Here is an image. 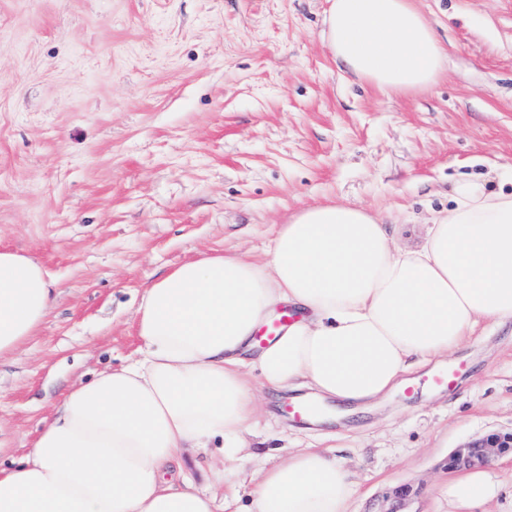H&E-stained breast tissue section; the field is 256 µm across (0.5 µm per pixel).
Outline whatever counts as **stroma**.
Segmentation results:
<instances>
[{"instance_id": "35a3bbf8", "label": "stroma", "mask_w": 512, "mask_h": 512, "mask_svg": "<svg viewBox=\"0 0 512 512\" xmlns=\"http://www.w3.org/2000/svg\"><path fill=\"white\" fill-rule=\"evenodd\" d=\"M448 51L426 90L341 76L329 0H0V248L58 290L46 322L0 359V464L54 403L140 346L144 289L192 258H265L279 225L327 201L418 233L450 184L512 191V0H414ZM444 366L452 392L395 390L368 408L289 423L262 396L257 435L228 463L247 492L269 454L334 447L350 512H449L451 452L512 429V325L481 324ZM475 512H512V459Z\"/></svg>"}]
</instances>
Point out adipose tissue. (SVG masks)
Masks as SVG:
<instances>
[{"label": "adipose tissue", "mask_w": 512, "mask_h": 512, "mask_svg": "<svg viewBox=\"0 0 512 512\" xmlns=\"http://www.w3.org/2000/svg\"><path fill=\"white\" fill-rule=\"evenodd\" d=\"M324 34L338 68L386 93L433 85L448 53L413 0H331ZM397 244L372 211L315 204L280 225L265 259L240 252L177 266L145 289L143 341L127 364L74 387L26 455L0 466V512H217V496L181 474L197 448L247 447L256 395L307 388L356 408L417 367L447 357L482 322L512 320V193L480 176ZM53 290L35 258L0 249V358L43 325ZM300 314L257 354L275 306ZM489 492L477 470L448 489L453 512ZM352 475L323 449L264 468L249 512H349Z\"/></svg>", "instance_id": "adipose-tissue-1"}]
</instances>
